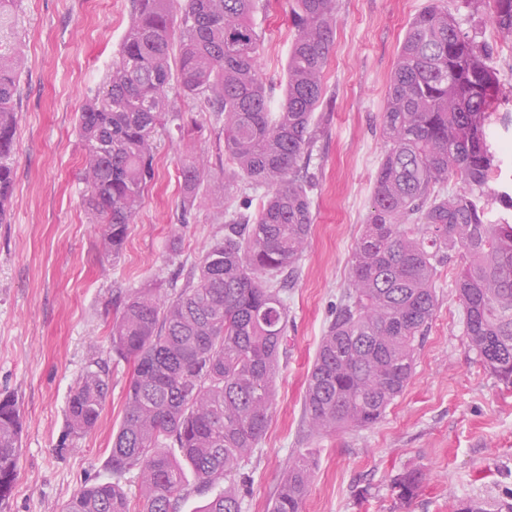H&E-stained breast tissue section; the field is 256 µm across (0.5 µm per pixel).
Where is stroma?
<instances>
[{
    "instance_id": "1",
    "label": "stroma",
    "mask_w": 512,
    "mask_h": 512,
    "mask_svg": "<svg viewBox=\"0 0 512 512\" xmlns=\"http://www.w3.org/2000/svg\"><path fill=\"white\" fill-rule=\"evenodd\" d=\"M431 0H336L326 91L312 118L307 175L314 215L294 278L285 280L288 328L270 421L245 468L244 512H266L295 455L314 471L303 512H457L467 500L512 503V389L469 352L455 266L436 278L439 308L413 376L369 428L313 433L303 414L306 376L350 277V261L372 209L384 157L380 115L410 21ZM293 0H268L255 16L260 65L273 106L283 101L295 30ZM24 59L9 221L0 224V393L23 420L19 474L0 512H60L84 487L111 481L112 436L125 410L131 366L113 354L112 321L124 295L161 287L175 295L194 280L205 249L229 215L260 195L224 162L223 122L171 93L192 117L188 135L156 137L153 178L118 254L85 205L77 114L93 97L131 22L130 0H17ZM461 27L487 44L499 81V134L512 138V36L491 19L492 0H450ZM201 155L210 175L187 202L183 161ZM105 364L111 387L96 427L69 434L67 402L89 365ZM425 477L411 503L392 485Z\"/></svg>"
}]
</instances>
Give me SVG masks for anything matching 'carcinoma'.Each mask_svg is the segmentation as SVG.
I'll list each match as a JSON object with an SVG mask.
<instances>
[{
    "label": "carcinoma",
    "instance_id": "carcinoma-1",
    "mask_svg": "<svg viewBox=\"0 0 512 512\" xmlns=\"http://www.w3.org/2000/svg\"><path fill=\"white\" fill-rule=\"evenodd\" d=\"M15 0H0V223L14 187L13 154L22 53ZM295 35L280 110H271L252 18L260 0H131L132 22L119 56L78 116L86 207L116 254L142 205L160 129L186 127L170 106L176 88L203 112L224 116L227 163L253 189V214L224 225L196 267V281L163 299L139 288L112 321V350L133 363L125 415L109 464L119 478L138 469L131 506L116 482L74 494L63 512H176L183 466L206 490L253 456L269 423L273 381L286 333L284 277L308 241L313 215L300 162L311 158L313 112L335 41L336 0H294ZM492 22L512 35V0H492ZM487 45L463 31L445 0L409 23L389 79L381 126L387 150L375 177L372 210L351 258L350 284L307 374L305 417L316 433L374 425L408 385L420 341L438 306V268L458 263L455 288L466 346L512 388V221L492 224L481 198L495 154L485 132L498 101ZM192 157L182 166L188 199L207 177ZM455 176L463 189L442 195ZM106 367L92 364L68 402L71 433L98 422L109 391ZM22 421L0 397V508L18 477ZM179 448L182 460L168 451ZM313 479L308 460L289 462L268 512H302ZM423 475L395 479L402 502ZM467 501L458 512H501ZM200 512H243L231 485Z\"/></svg>",
    "mask_w": 512,
    "mask_h": 512
}]
</instances>
